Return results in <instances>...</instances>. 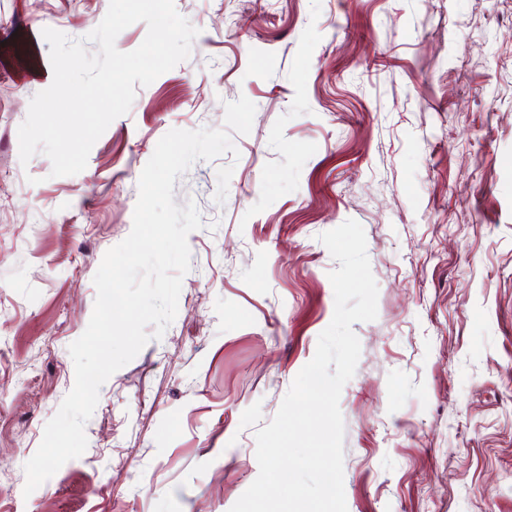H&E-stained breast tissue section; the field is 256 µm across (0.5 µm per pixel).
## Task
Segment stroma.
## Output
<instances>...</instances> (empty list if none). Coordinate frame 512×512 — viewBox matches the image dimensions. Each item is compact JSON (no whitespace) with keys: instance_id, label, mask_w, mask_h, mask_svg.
Listing matches in <instances>:
<instances>
[{"instance_id":"obj_1","label":"stroma","mask_w":512,"mask_h":512,"mask_svg":"<svg viewBox=\"0 0 512 512\" xmlns=\"http://www.w3.org/2000/svg\"><path fill=\"white\" fill-rule=\"evenodd\" d=\"M108 6L0 0V512H229L332 320L319 236L350 218L379 294L340 398L348 512H512V0H175L189 58L85 170L21 163L43 29L81 38ZM242 96L237 154L174 183L202 221L175 320L101 387L85 453L24 495L143 167Z\"/></svg>"}]
</instances>
